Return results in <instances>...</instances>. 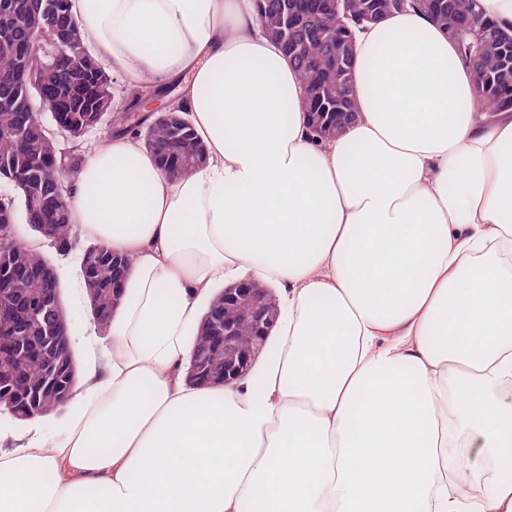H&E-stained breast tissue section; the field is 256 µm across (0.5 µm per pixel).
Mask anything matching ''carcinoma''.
Returning <instances> with one entry per match:
<instances>
[{"instance_id":"carcinoma-1","label":"carcinoma","mask_w":512,"mask_h":512,"mask_svg":"<svg viewBox=\"0 0 512 512\" xmlns=\"http://www.w3.org/2000/svg\"><path fill=\"white\" fill-rule=\"evenodd\" d=\"M303 7L294 15L293 32L280 41L293 62L297 76L313 95L303 102L310 124L325 139L336 137L357 111L353 85V41L359 27L370 24L368 11L380 22L409 8L428 15L447 31L448 20L464 23L480 11L478 0H346V13L327 14L323 0H255L257 19L265 33L279 38L286 10L297 2ZM69 0H0V181L10 183L17 196L5 200L0 210V230L11 243L0 249V352L24 346L27 353L0 369V400L13 396L14 418L26 420L31 410L46 415L70 396L77 378L74 354L65 345L50 341L68 331L69 317L54 267L14 236L17 206L25 223L61 249L75 241L76 229L69 221V186L78 161L65 166L58 158L53 133L43 120V101L53 102V120L64 132L80 137L112 113V95L102 83L77 81L72 73L73 52L58 59L55 74L44 76L30 58V38L42 21L44 6H51L53 23L77 26L69 14ZM473 100L478 112L490 116L512 110V43L486 41L474 75ZM131 125L158 157L160 167L171 177L199 168L206 149L189 125L176 118L131 115L112 117L115 128ZM129 258L112 252L100 242L88 245L81 270L91 314L106 327L112 309L119 303L122 280ZM224 290L210 301L198 327L192 353L199 370L188 368L187 379L204 383L224 373Z\"/></svg>"}]
</instances>
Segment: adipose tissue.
<instances>
[{"label": "adipose tissue", "instance_id": "obj_1", "mask_svg": "<svg viewBox=\"0 0 512 512\" xmlns=\"http://www.w3.org/2000/svg\"><path fill=\"white\" fill-rule=\"evenodd\" d=\"M129 90L175 84L206 162L168 176L101 139L70 221L130 258L84 344L59 431L0 451V512H512L460 449L512 469V112L409 10L355 39L357 117L317 140L254 0H70ZM277 287L261 362L229 384L184 362L216 286Z\"/></svg>", "mask_w": 512, "mask_h": 512}]
</instances>
